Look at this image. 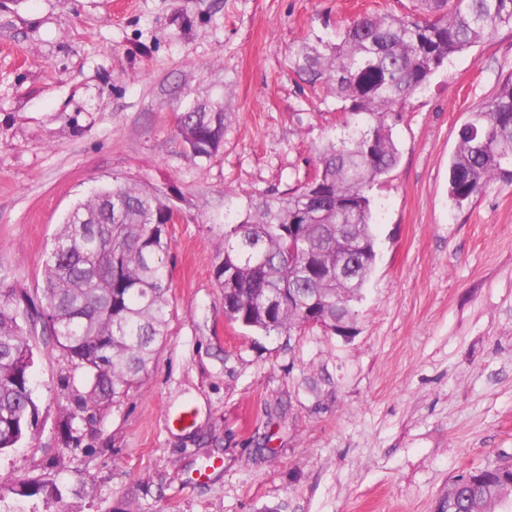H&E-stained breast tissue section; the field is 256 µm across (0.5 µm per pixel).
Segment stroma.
Wrapping results in <instances>:
<instances>
[{"mask_svg":"<svg viewBox=\"0 0 512 512\" xmlns=\"http://www.w3.org/2000/svg\"><path fill=\"white\" fill-rule=\"evenodd\" d=\"M415 0H0V286L43 285L66 213L118 180L179 208L166 329L137 386L94 418L40 337L37 426L0 475L56 483L29 512H443L462 471L512 463V183L448 196L457 132L512 73V27L406 102L373 185L377 259L349 335L231 324L213 271L224 193L285 191L346 134L292 48ZM225 103L192 158L189 102ZM217 469L195 476L209 461ZM178 131L183 144L190 145L187 151L193 158L211 159L224 138V112L191 104L179 117Z\"/></svg>","mask_w":512,"mask_h":512,"instance_id":"obj_1","label":"stroma"}]
</instances>
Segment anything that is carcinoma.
<instances>
[{"label": "carcinoma", "mask_w": 512, "mask_h": 512, "mask_svg": "<svg viewBox=\"0 0 512 512\" xmlns=\"http://www.w3.org/2000/svg\"><path fill=\"white\" fill-rule=\"evenodd\" d=\"M433 18L364 16L334 43L315 36L291 51V68L325 86L352 126L319 150L313 172L281 193L224 194V235L214 274L228 321L257 332L336 330L375 265L368 191L399 160L398 106L454 54L512 25V0H418ZM178 131L189 154L209 160L224 112L190 105ZM512 181V75L459 131L448 193L461 206L493 181ZM172 207L157 191L113 182L78 201L46 253L41 294L0 288V454L23 443L38 415L32 367L38 328L83 371L79 411L135 386L166 339ZM9 491L20 503L58 496L37 481ZM512 505V464L470 468L448 485V512Z\"/></svg>", "instance_id": "cac0c4a2"}]
</instances>
